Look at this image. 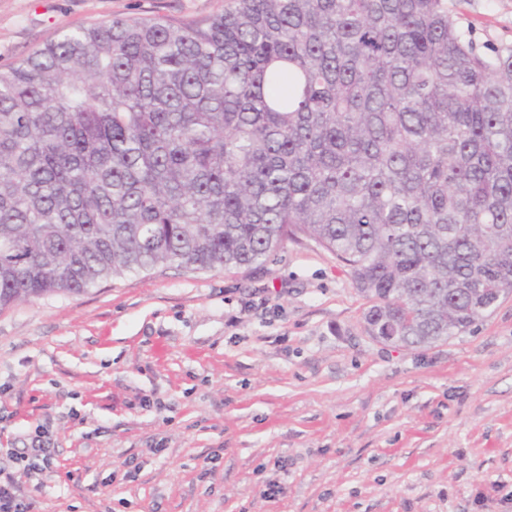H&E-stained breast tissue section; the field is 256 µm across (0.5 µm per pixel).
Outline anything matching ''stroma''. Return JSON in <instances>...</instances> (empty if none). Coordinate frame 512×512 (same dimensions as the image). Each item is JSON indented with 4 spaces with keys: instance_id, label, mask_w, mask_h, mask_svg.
<instances>
[{
    "instance_id": "1",
    "label": "stroma",
    "mask_w": 512,
    "mask_h": 512,
    "mask_svg": "<svg viewBox=\"0 0 512 512\" xmlns=\"http://www.w3.org/2000/svg\"><path fill=\"white\" fill-rule=\"evenodd\" d=\"M223 8L0 0V69L115 17ZM448 8L480 51L512 45V0ZM367 306L303 239L2 308L0 468L33 512H512V293L423 347L373 340ZM40 425L55 461L34 475L9 451Z\"/></svg>"
}]
</instances>
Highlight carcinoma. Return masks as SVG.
Returning <instances> with one entry per match:
<instances>
[{
    "label": "carcinoma",
    "instance_id": "1",
    "mask_svg": "<svg viewBox=\"0 0 512 512\" xmlns=\"http://www.w3.org/2000/svg\"><path fill=\"white\" fill-rule=\"evenodd\" d=\"M314 240L368 335L430 346L512 292V46L448 0H226L0 70V308Z\"/></svg>",
    "mask_w": 512,
    "mask_h": 512
}]
</instances>
